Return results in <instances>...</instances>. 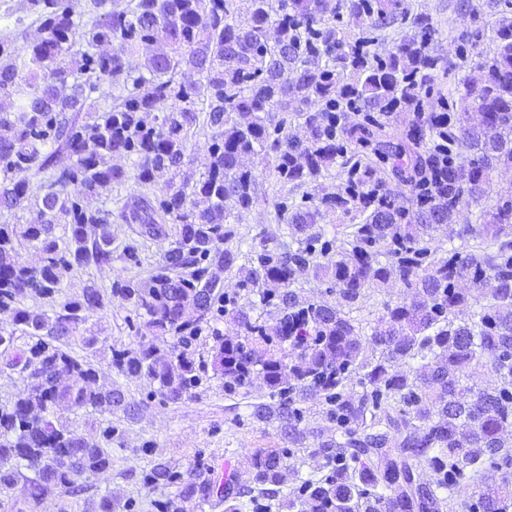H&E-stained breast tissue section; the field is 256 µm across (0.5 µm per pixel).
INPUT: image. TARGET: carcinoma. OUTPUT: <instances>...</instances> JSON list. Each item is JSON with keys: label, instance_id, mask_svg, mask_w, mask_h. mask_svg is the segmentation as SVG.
<instances>
[{"label": "carcinoma", "instance_id": "cac0c4a2", "mask_svg": "<svg viewBox=\"0 0 512 512\" xmlns=\"http://www.w3.org/2000/svg\"><path fill=\"white\" fill-rule=\"evenodd\" d=\"M90 2L83 20L72 0H28L38 36L21 46L0 37V213H36L0 225V309L14 325L0 331V353L27 338L5 366L23 361L32 379L0 406V491L20 481L28 491L16 512H34L59 489L79 495L112 468L123 431L109 419L88 442L69 415L132 419L144 406L119 385L98 384L92 365L71 354L73 341L98 343L80 327L114 303L131 313L135 335L151 334L133 349H111L117 375L156 385L147 399L182 402L209 375L230 394L259 378L270 401L252 404L250 416L278 420L288 442L254 451L247 483L215 482L202 459L183 470L154 463L143 482L174 488L159 512H183L189 500H215L224 512H512V197L455 229L461 207L486 199L489 174L512 169V17L500 19L495 49L474 63L450 130L428 128L430 142L448 138V187L412 212L365 204V220L344 225L339 239L319 218L350 213V187L382 185L373 167L338 161V133L363 127L341 126L337 114L364 111L377 125L390 104L430 92L438 59L427 52L435 34L427 12L405 0H125L120 10ZM345 14L368 30L349 39L336 25ZM403 25L413 34L396 51H370L371 33ZM143 45L152 53L134 70L126 58ZM338 69L352 81L337 86ZM104 82L119 93L83 111ZM312 102L322 107L304 110ZM290 119L303 135L284 133ZM200 125L210 130L209 165L195 182H178ZM269 151L284 185L315 184L337 165L346 187L307 191V205L277 203L280 233L247 242L235 224L258 198V180L242 158ZM62 153L72 162L57 170ZM129 182L133 192L112 206L85 203ZM114 223L138 225V238L113 245ZM443 226L447 247L430 234ZM147 241L160 246L148 278L108 287L90 279L80 297L65 295L73 270L138 265ZM17 242L33 250L31 264L16 263ZM233 270L254 295L247 308L224 293L220 273ZM309 271L328 282L337 305L300 300L292 286ZM393 276L411 298L386 305L365 335L351 313L371 285ZM486 282L479 306L458 317ZM31 294L59 296L58 309L22 305ZM205 331L207 359L195 353ZM477 372L493 384L478 386ZM309 398L336 438L309 449L323 469L298 477L282 498L288 459L305 447ZM464 486L474 492L459 500ZM98 512H132V504L107 493Z\"/></svg>", "mask_w": 512, "mask_h": 512}]
</instances>
